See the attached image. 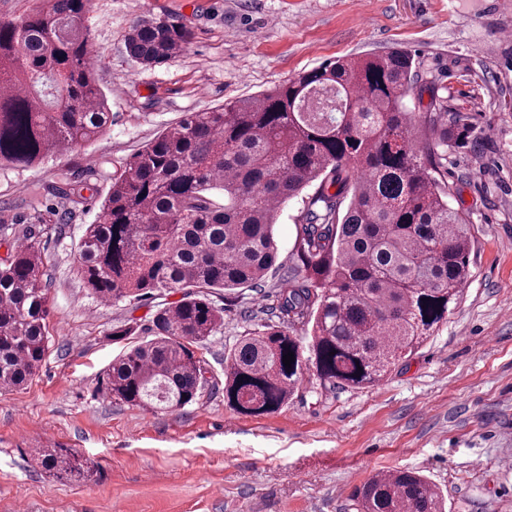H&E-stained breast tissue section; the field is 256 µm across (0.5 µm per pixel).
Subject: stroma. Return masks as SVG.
Wrapping results in <instances>:
<instances>
[{"label": "stroma", "instance_id": "1", "mask_svg": "<svg viewBox=\"0 0 512 512\" xmlns=\"http://www.w3.org/2000/svg\"><path fill=\"white\" fill-rule=\"evenodd\" d=\"M95 75L112 126L91 146L36 168H0V260L31 226L46 257L49 354L23 387L0 390V512H354L350 492L375 473L414 469L448 512H512V0H94ZM176 17L187 52L143 69L124 40L134 20ZM402 46L466 116L470 147L448 153L449 204L474 228L471 277L447 323L407 366L367 388L305 377L281 410L242 415L224 400V354L260 328L303 204L275 226L278 261L261 289L221 300L224 330L199 354L196 403L151 411L106 398L98 381L120 355L113 326H149L160 303L92 298L75 269L112 175L186 113L273 89L327 59ZM95 191L73 204L62 180ZM74 449L96 466L59 479L38 449Z\"/></svg>", "mask_w": 512, "mask_h": 512}]
</instances>
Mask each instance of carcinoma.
I'll return each instance as SVG.
<instances>
[{"mask_svg": "<svg viewBox=\"0 0 512 512\" xmlns=\"http://www.w3.org/2000/svg\"><path fill=\"white\" fill-rule=\"evenodd\" d=\"M91 12L92 0H37L31 13L0 19V165L36 167L112 125L90 63ZM190 44L187 28L156 16L125 39L144 67ZM416 86L418 103L429 94L419 116L404 103ZM470 132L402 48L323 62L162 131L112 176L79 246L78 272L100 301L180 295L157 309L150 338L112 362L102 394L151 410L196 402L207 382L197 350L224 328L211 296L264 279L278 257V214L309 187L288 287L266 305L263 329L226 356L224 400L257 416L286 406L307 373L324 388L386 381L471 277V224L441 178L448 148ZM14 238L0 262L1 390L26 384L50 342L43 253L28 227ZM140 331L130 321L110 336L122 343ZM38 462L59 476L94 470L69 448H42ZM351 498L357 512H446L443 490L408 469L373 475Z\"/></svg>", "mask_w": 512, "mask_h": 512, "instance_id": "carcinoma-1", "label": "carcinoma"}]
</instances>
